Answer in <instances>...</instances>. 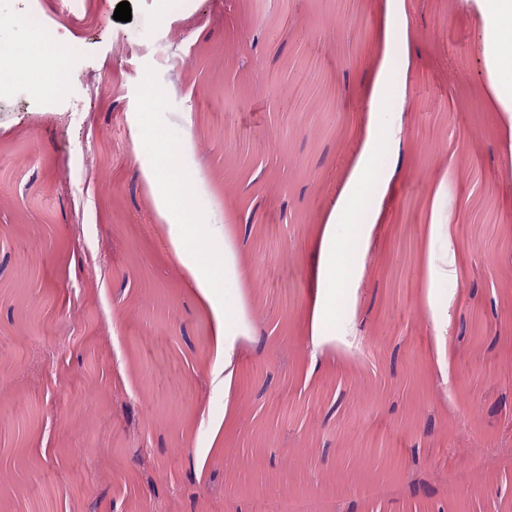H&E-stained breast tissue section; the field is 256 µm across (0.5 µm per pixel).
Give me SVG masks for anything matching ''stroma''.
<instances>
[{
    "instance_id": "obj_1",
    "label": "stroma",
    "mask_w": 512,
    "mask_h": 512,
    "mask_svg": "<svg viewBox=\"0 0 512 512\" xmlns=\"http://www.w3.org/2000/svg\"><path fill=\"white\" fill-rule=\"evenodd\" d=\"M119 2L0 0V512H512V55L481 0ZM183 139L208 189L185 258L137 155L180 202ZM368 150L376 220L329 229ZM213 232L222 341L194 278L224 273ZM41 29L37 22L30 21L25 28V34L31 35L41 45L40 54L33 60L32 66L36 69H42L54 74V80L49 84L51 90H60L64 84V76L57 70V61L63 55L64 49L57 43H48L54 40L55 32L53 29H43V38H41ZM405 64L406 59L398 50H390L383 58L374 90V98L377 105L382 99L393 97L398 91L395 77ZM259 512H333L334 507L318 497L275 499L262 505Z\"/></svg>"
}]
</instances>
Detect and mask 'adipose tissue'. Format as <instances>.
I'll return each mask as SVG.
<instances>
[{"label": "adipose tissue", "instance_id": "obj_1", "mask_svg": "<svg viewBox=\"0 0 512 512\" xmlns=\"http://www.w3.org/2000/svg\"><path fill=\"white\" fill-rule=\"evenodd\" d=\"M139 159L145 179L153 190L159 216L170 224L191 223L207 202L206 188L198 172L191 166H184L179 180L182 202L176 206L171 202L170 187L158 180V162L152 147H141Z\"/></svg>", "mask_w": 512, "mask_h": 512}]
</instances>
